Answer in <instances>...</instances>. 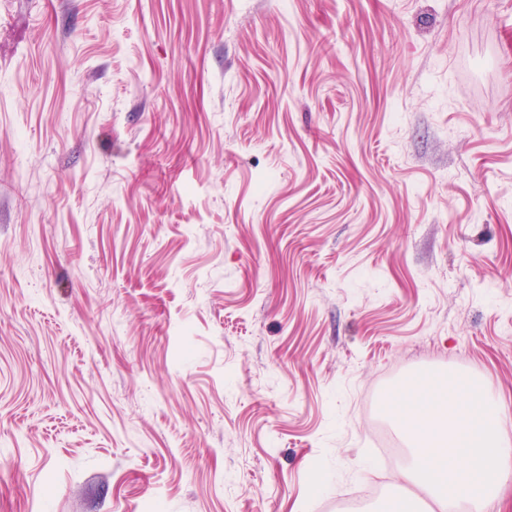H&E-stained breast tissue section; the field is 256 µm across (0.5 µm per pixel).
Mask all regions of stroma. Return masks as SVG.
<instances>
[{"label":"stroma","instance_id":"stroma-1","mask_svg":"<svg viewBox=\"0 0 512 512\" xmlns=\"http://www.w3.org/2000/svg\"><path fill=\"white\" fill-rule=\"evenodd\" d=\"M448 370L512 419V0H0V512H391Z\"/></svg>","mask_w":512,"mask_h":512}]
</instances>
